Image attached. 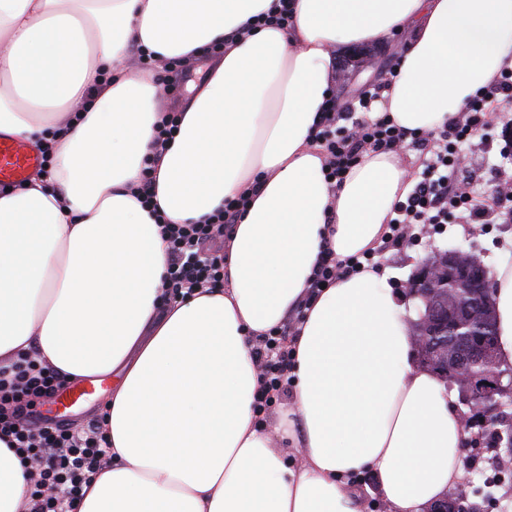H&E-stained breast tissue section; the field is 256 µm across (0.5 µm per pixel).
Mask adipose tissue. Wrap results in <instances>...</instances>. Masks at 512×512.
Here are the masks:
<instances>
[{
	"mask_svg": "<svg viewBox=\"0 0 512 512\" xmlns=\"http://www.w3.org/2000/svg\"><path fill=\"white\" fill-rule=\"evenodd\" d=\"M0 0V134L48 149L47 172L0 189V366L29 354L69 378L115 376L112 463L79 512H361L374 474L389 512H428L467 476L454 395L419 364L410 303L365 268L319 295L322 251L375 248L411 189L398 154L325 177L314 124L339 47L408 31L378 112L418 134L459 118L512 68V0ZM208 60L156 151L159 66ZM156 67L129 66L131 46ZM152 168L158 213L137 198ZM254 198L224 242L223 287L164 304L162 224ZM497 360L512 366V260L495 268ZM298 315L290 406L255 424L254 349ZM299 448L286 465L282 444ZM29 474L0 441V512Z\"/></svg>",
	"mask_w": 512,
	"mask_h": 512,
	"instance_id": "adipose-tissue-1",
	"label": "adipose tissue"
}]
</instances>
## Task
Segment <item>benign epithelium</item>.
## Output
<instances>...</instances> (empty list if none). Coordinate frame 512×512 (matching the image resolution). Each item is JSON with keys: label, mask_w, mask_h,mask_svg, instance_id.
I'll return each instance as SVG.
<instances>
[{"label": "benign epithelium", "mask_w": 512, "mask_h": 512, "mask_svg": "<svg viewBox=\"0 0 512 512\" xmlns=\"http://www.w3.org/2000/svg\"><path fill=\"white\" fill-rule=\"evenodd\" d=\"M406 292L425 305L426 312L410 321L418 360L436 368L445 380L458 387L466 426L478 423L494 429V458L512 455V425L500 424L497 415L512 398V373L500 370L494 343L478 333L484 324L491 280L485 267L462 249L435 250L405 284ZM452 327L456 339L440 337ZM460 485L435 512H482L479 504L464 505L467 495Z\"/></svg>", "instance_id": "benign-epithelium-1"}]
</instances>
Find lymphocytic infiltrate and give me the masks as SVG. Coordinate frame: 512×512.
I'll return each mask as SVG.
<instances>
[{"instance_id": "obj_1", "label": "lymphocytic infiltrate", "mask_w": 512, "mask_h": 512, "mask_svg": "<svg viewBox=\"0 0 512 512\" xmlns=\"http://www.w3.org/2000/svg\"><path fill=\"white\" fill-rule=\"evenodd\" d=\"M381 91V85H374L344 109L337 108L335 99H328L314 142L325 155L328 179L338 183L365 152L392 150L408 143L424 154L419 178L405 199L392 207L388 231L381 239L383 247L399 245L414 224H444L452 217L469 221L491 214L512 220V200L492 208L478 203L465 182L461 164L464 146L474 134L490 126L495 113L512 108V69L502 70L490 85L478 90L461 118L429 137L407 135L386 114L367 119ZM352 112L363 113V120L349 121ZM247 204L243 196L228 199L208 223L163 225L168 254L165 288L170 299L199 288L223 287L224 238ZM287 334V325L274 327L255 350L263 377L253 403L257 418H265L290 382L292 351ZM66 384L64 376L32 358L16 366L12 379L0 378V434L10 437L18 455L38 463L28 490L30 512H78L84 485L110 460L111 443L103 420H93L79 431L65 424L34 422L36 403L52 398Z\"/></svg>"}]
</instances>
